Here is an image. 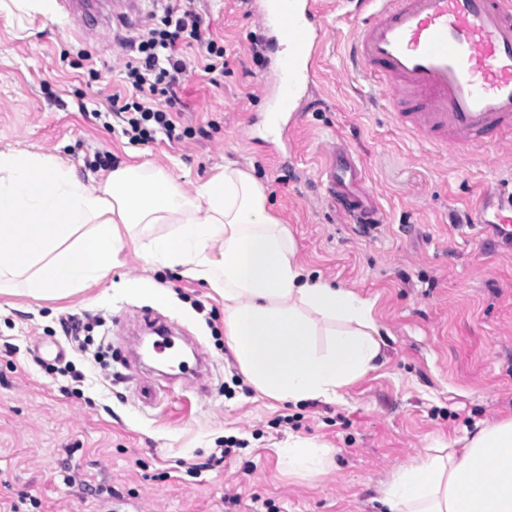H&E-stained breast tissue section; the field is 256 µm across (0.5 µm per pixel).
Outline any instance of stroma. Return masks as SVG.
Listing matches in <instances>:
<instances>
[{
  "mask_svg": "<svg viewBox=\"0 0 512 512\" xmlns=\"http://www.w3.org/2000/svg\"><path fill=\"white\" fill-rule=\"evenodd\" d=\"M194 6L223 39L228 71L215 85L189 72L176 109L190 135L145 145L103 115L156 17L112 35L1 10L0 149L62 156L84 178L152 162L188 190L225 163L247 169L305 267L373 301L383 356L338 401L267 398L225 341L223 300L178 271L149 270L126 243L123 266L70 298L0 295V512H387L380 482L392 468L432 438L512 418V244L464 223L483 191L512 179V140L459 152L399 128L384 92L350 63L356 25L328 10L306 115L273 155L251 138L267 122L280 46L253 0ZM332 143L364 165L381 223L363 227L325 201L319 173ZM146 275L169 302L115 295L114 284ZM146 313L176 321L185 347L206 353L199 384L132 365ZM42 341L64 347L70 372L37 363ZM148 390L156 401L142 399ZM296 435L332 448L325 474L280 465L277 448ZM229 439L238 448L209 465Z\"/></svg>",
  "mask_w": 512,
  "mask_h": 512,
  "instance_id": "35a3bbf8",
  "label": "stroma"
}]
</instances>
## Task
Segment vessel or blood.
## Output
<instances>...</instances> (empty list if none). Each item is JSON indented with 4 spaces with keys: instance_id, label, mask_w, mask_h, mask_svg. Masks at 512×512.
Returning <instances> with one entry per match:
<instances>
[{
    "instance_id": "1",
    "label": "vessel or blood",
    "mask_w": 512,
    "mask_h": 512,
    "mask_svg": "<svg viewBox=\"0 0 512 512\" xmlns=\"http://www.w3.org/2000/svg\"><path fill=\"white\" fill-rule=\"evenodd\" d=\"M266 26L283 44L271 98L277 135L304 118L302 92L317 78L324 45L318 0H263ZM363 18L352 44L358 68L387 95L398 124L427 142L468 148L512 135V0H334ZM142 0H57L73 16L97 12L105 29L128 26ZM361 163L334 151L321 177L326 194L375 223L378 210L358 192ZM470 226L512 235V186L483 193Z\"/></svg>"
}]
</instances>
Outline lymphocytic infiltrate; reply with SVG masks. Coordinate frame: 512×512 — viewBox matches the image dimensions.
I'll use <instances>...</instances> for the list:
<instances>
[{
    "label": "lymphocytic infiltrate",
    "instance_id": "obj_1",
    "mask_svg": "<svg viewBox=\"0 0 512 512\" xmlns=\"http://www.w3.org/2000/svg\"><path fill=\"white\" fill-rule=\"evenodd\" d=\"M157 27L140 40L137 57L124 65L125 94H113L123 133L130 143L146 144L158 135L178 137L180 123L172 107L175 89L189 72L186 48L203 50L202 71L210 83H217L228 66L224 44L210 34V22L192 6V0H162Z\"/></svg>",
    "mask_w": 512,
    "mask_h": 512
}]
</instances>
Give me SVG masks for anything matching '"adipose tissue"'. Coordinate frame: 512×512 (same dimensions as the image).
I'll list each match as a JSON object with an SVG mask.
<instances>
[{
	"mask_svg": "<svg viewBox=\"0 0 512 512\" xmlns=\"http://www.w3.org/2000/svg\"><path fill=\"white\" fill-rule=\"evenodd\" d=\"M156 224L168 232L150 234ZM127 239L151 268L180 270L223 299L227 344L268 398L335 401L381 357L372 302L312 276L245 169L225 165L188 191L162 169L125 164L93 185L61 156L0 150V294L69 297L105 280ZM276 453L315 478L329 450L296 437ZM381 492L390 512H512V418L432 440Z\"/></svg>",
	"mask_w": 512,
	"mask_h": 512,
	"instance_id": "1",
	"label": "adipose tissue"
}]
</instances>
